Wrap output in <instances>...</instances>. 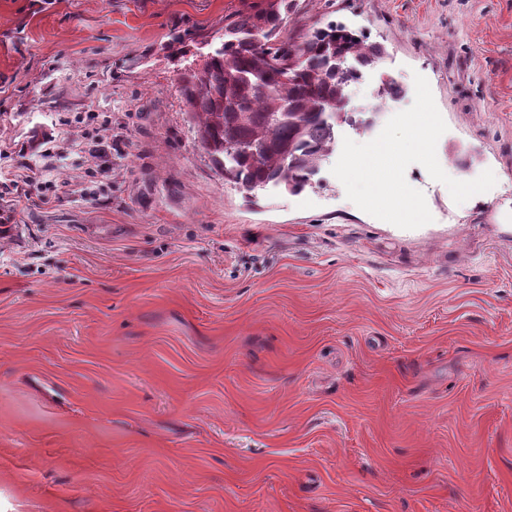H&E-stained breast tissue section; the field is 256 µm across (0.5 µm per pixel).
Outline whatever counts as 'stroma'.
<instances>
[{"mask_svg":"<svg viewBox=\"0 0 512 512\" xmlns=\"http://www.w3.org/2000/svg\"><path fill=\"white\" fill-rule=\"evenodd\" d=\"M252 0H0V169L63 151L0 223V495L13 512H512V0H293L384 60L346 89L373 140L423 75L455 204L247 198L181 73ZM394 79L404 94L373 112ZM373 120L372 132L357 129ZM81 190L70 193L67 182Z\"/></svg>","mask_w":512,"mask_h":512,"instance_id":"obj_1","label":"stroma"}]
</instances>
